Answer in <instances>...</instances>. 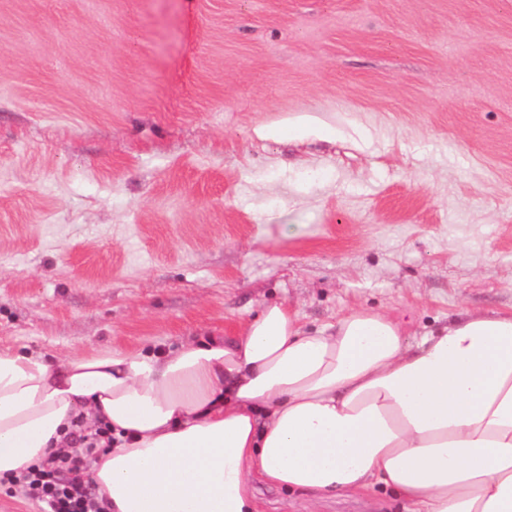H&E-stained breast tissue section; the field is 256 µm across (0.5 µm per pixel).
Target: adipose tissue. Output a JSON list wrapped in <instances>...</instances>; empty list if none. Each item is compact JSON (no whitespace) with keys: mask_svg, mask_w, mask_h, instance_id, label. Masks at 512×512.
<instances>
[{"mask_svg":"<svg viewBox=\"0 0 512 512\" xmlns=\"http://www.w3.org/2000/svg\"><path fill=\"white\" fill-rule=\"evenodd\" d=\"M79 418L112 429L91 462L109 512H259V483L512 512V312L463 308L412 342L385 313L312 332L279 303L161 354L0 347V477L78 450Z\"/></svg>","mask_w":512,"mask_h":512,"instance_id":"adipose-tissue-1","label":"adipose tissue"}]
</instances>
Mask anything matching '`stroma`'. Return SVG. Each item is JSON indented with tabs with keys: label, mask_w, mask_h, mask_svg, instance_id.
Listing matches in <instances>:
<instances>
[{
	"label": "stroma",
	"mask_w": 512,
	"mask_h": 512,
	"mask_svg": "<svg viewBox=\"0 0 512 512\" xmlns=\"http://www.w3.org/2000/svg\"><path fill=\"white\" fill-rule=\"evenodd\" d=\"M302 115L329 138L266 136ZM275 302L512 311V0H0V345L158 354Z\"/></svg>",
	"instance_id": "obj_1"
}]
</instances>
